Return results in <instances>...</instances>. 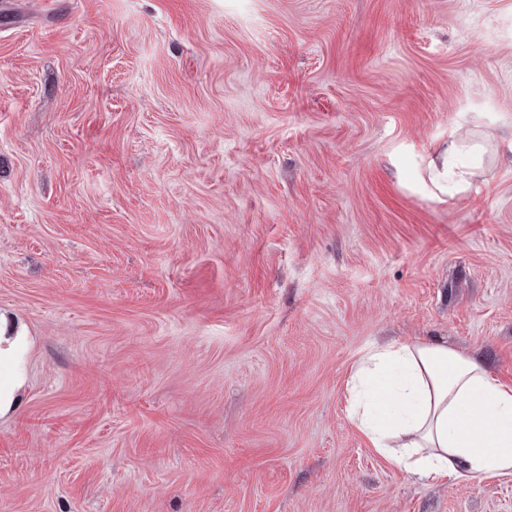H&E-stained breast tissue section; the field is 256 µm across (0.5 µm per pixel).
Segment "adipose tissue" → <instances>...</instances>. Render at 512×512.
Masks as SVG:
<instances>
[{
  "label": "adipose tissue",
  "instance_id": "ef3b65f1",
  "mask_svg": "<svg viewBox=\"0 0 512 512\" xmlns=\"http://www.w3.org/2000/svg\"><path fill=\"white\" fill-rule=\"evenodd\" d=\"M485 145L453 130L429 180L456 196L483 175ZM32 339L0 312V418L19 405ZM348 414L372 448L424 478L512 473V387L478 361L427 341L367 348L351 375Z\"/></svg>",
  "mask_w": 512,
  "mask_h": 512
}]
</instances>
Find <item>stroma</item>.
Instances as JSON below:
<instances>
[{"label": "stroma", "mask_w": 512, "mask_h": 512, "mask_svg": "<svg viewBox=\"0 0 512 512\" xmlns=\"http://www.w3.org/2000/svg\"><path fill=\"white\" fill-rule=\"evenodd\" d=\"M0 310V512H512L347 411L375 345L512 386V0H0ZM484 153V142L473 131H450L448 144L438 154V163L431 162L430 182L448 197L466 192L476 177L485 174L481 166ZM31 347L26 325L0 312V418L11 414L22 399Z\"/></svg>", "instance_id": "obj_1"}]
</instances>
